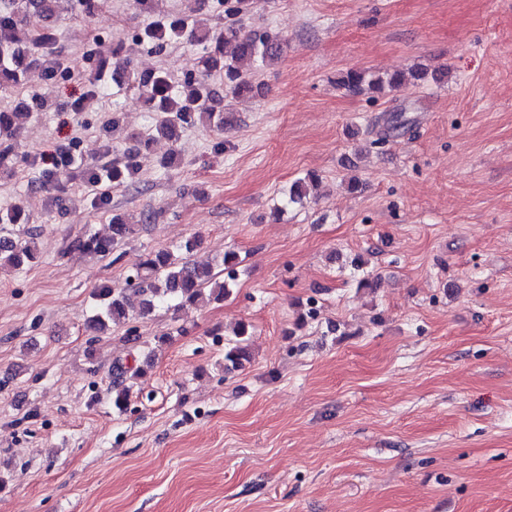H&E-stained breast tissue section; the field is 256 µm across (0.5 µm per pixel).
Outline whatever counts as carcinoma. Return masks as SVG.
<instances>
[{
	"instance_id": "cac0c4a2",
	"label": "carcinoma",
	"mask_w": 512,
	"mask_h": 512,
	"mask_svg": "<svg viewBox=\"0 0 512 512\" xmlns=\"http://www.w3.org/2000/svg\"><path fill=\"white\" fill-rule=\"evenodd\" d=\"M61 0H0V90L9 91L26 84L29 72L36 67L45 68L46 76L53 78L60 67L48 64V57L59 42L55 28L57 4ZM189 7L177 16L158 13V0H134L142 13L156 19L136 34V39L154 44L161 50L171 41L184 40L200 48L199 66L175 81L163 69L142 70L128 58L119 57L120 48L112 49L116 58L112 70L105 68V60L96 62L92 75V92L74 102V110L84 109L85 101L95 97L99 89L110 83L128 86L139 91L149 111L156 113L152 131L171 142L177 141L181 129L198 124L224 131L226 117L213 105L216 96L224 99L243 93L261 94L262 85L255 82L251 68L257 63L278 59L282 42L267 31L248 29L244 17L254 7V0H224V28L216 31L198 18L200 0H188ZM224 78V86L212 83V77ZM404 76H380L349 70L337 85L354 95L380 92L401 84ZM44 108V102L32 100L20 110L0 112V167L15 157L16 138L22 126L33 117L34 110ZM402 112L389 114L384 122L383 140L407 124ZM131 145L112 160V170L97 166L86 168L82 176L87 180H107L114 185L135 183L138 171L137 157L143 140L132 134L127 137ZM317 178L309 174L296 180L287 194V203L302 204L316 186ZM0 224L18 228L14 239H0V268L9 265L21 267L36 259L37 229L22 223L18 208L0 211ZM138 225L128 223L122 215L112 218V235H90L79 238L74 245L100 256L113 253L124 241L137 234ZM200 239L192 236L172 249H160L146 254L135 267L134 273L122 287H99L94 299L99 312L93 326L99 330L107 322H125L144 318L162 304L167 310L178 312L186 305L222 301L230 296V283L236 280L241 263L238 253L227 251L215 265L223 267L224 279L218 280L212 266L191 263V254L199 247ZM249 325L240 322L233 328V338L224 345V370L239 369L250 360L246 343ZM141 371L127 373L125 367H112L109 392L112 405L122 410L129 400L127 380L136 378Z\"/></svg>"
}]
</instances>
